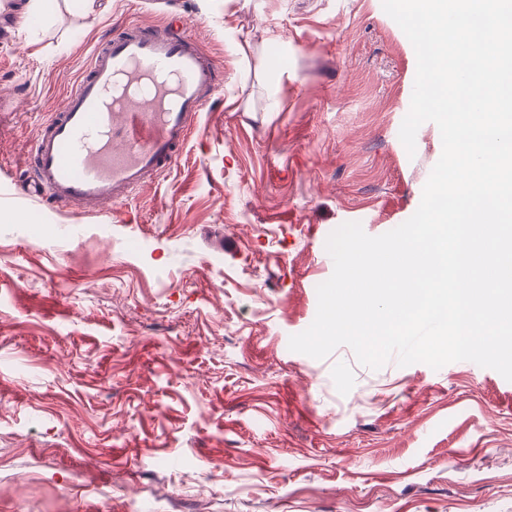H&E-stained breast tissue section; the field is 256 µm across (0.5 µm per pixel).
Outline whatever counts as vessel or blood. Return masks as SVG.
Segmentation results:
<instances>
[{
    "mask_svg": "<svg viewBox=\"0 0 512 512\" xmlns=\"http://www.w3.org/2000/svg\"><path fill=\"white\" fill-rule=\"evenodd\" d=\"M222 87L220 66L192 35L125 22L42 125L18 194L61 213L128 201L177 162Z\"/></svg>",
    "mask_w": 512,
    "mask_h": 512,
    "instance_id": "vessel-or-blood-1",
    "label": "vessel or blood"
}]
</instances>
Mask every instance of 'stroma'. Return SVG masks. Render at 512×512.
Masks as SVG:
<instances>
[{"label":"stroma","instance_id":"1","mask_svg":"<svg viewBox=\"0 0 512 512\" xmlns=\"http://www.w3.org/2000/svg\"><path fill=\"white\" fill-rule=\"evenodd\" d=\"M0 0V512H512V382L471 361L291 351L330 233L417 210L415 50L382 0ZM180 24L224 93L100 217L15 197L114 25Z\"/></svg>","mask_w":512,"mask_h":512}]
</instances>
